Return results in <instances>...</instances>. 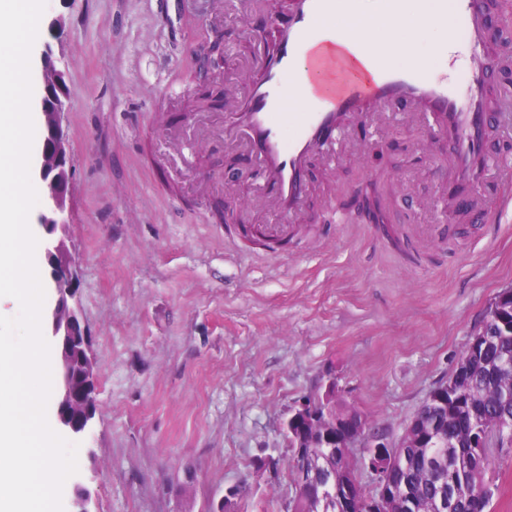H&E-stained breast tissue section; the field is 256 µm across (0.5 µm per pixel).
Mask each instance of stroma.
<instances>
[{
  "mask_svg": "<svg viewBox=\"0 0 512 512\" xmlns=\"http://www.w3.org/2000/svg\"><path fill=\"white\" fill-rule=\"evenodd\" d=\"M63 18L52 46L69 74L72 141L67 247L97 365V411L73 437L95 512H209L227 487L253 488L236 512H280L281 425L296 402L337 384L343 406L398 437L453 374L490 302L512 289V222L436 217L452 186L435 148L395 125L366 137L362 156L337 154L318 178L306 224L278 255L224 239L217 207L244 224L259 182L245 152L221 136L193 145L185 128L243 97L239 61L260 67L268 13L223 0H47ZM224 37L213 98L197 95L194 60L205 33ZM370 184L391 203L398 243L378 225L332 224L322 198L346 202ZM492 512H512V447L490 446Z\"/></svg>",
  "mask_w": 512,
  "mask_h": 512,
  "instance_id": "1",
  "label": "stroma"
}]
</instances>
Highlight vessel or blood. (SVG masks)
<instances>
[{
	"mask_svg": "<svg viewBox=\"0 0 512 512\" xmlns=\"http://www.w3.org/2000/svg\"><path fill=\"white\" fill-rule=\"evenodd\" d=\"M358 5L359 0H287L288 19L274 26L277 57L247 73L246 95L224 126L225 139L240 145L262 174L258 193L245 196L243 207L260 200L277 218L257 225L260 238L287 237L300 224L313 191L311 158L321 157L324 169L332 170L337 148L348 153L362 148L351 136L353 124L380 129L397 118L431 134L448 162L449 179L469 185L468 194L454 193L445 201L451 218L489 216L502 222L512 214V168L504 170L494 200H487L485 146L492 131L512 139V95L490 89L495 74L512 66V57L490 44L485 0H432L420 19L427 27L450 19L458 26L455 41L467 50L469 64L456 82H449L444 69L391 62L394 39L384 26L371 40L355 44L371 67L368 82L345 77L333 86L310 89L300 73L301 57L313 56L315 69L335 70V62L315 55L314 49L335 42L326 22L336 10L353 13Z\"/></svg>",
	"mask_w": 512,
	"mask_h": 512,
	"instance_id": "obj_1",
	"label": "vessel or blood"
}]
</instances>
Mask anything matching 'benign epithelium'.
Wrapping results in <instances>:
<instances>
[{
    "label": "benign epithelium",
    "instance_id": "benign-epithelium-1",
    "mask_svg": "<svg viewBox=\"0 0 512 512\" xmlns=\"http://www.w3.org/2000/svg\"><path fill=\"white\" fill-rule=\"evenodd\" d=\"M43 91L39 109L42 125V148L39 167L32 178L41 186L39 223L43 235L38 248L48 267L55 294L53 304L42 312V331L52 342L55 353L56 428L69 434L85 432L96 414V363L88 353V336L81 304L74 288L79 278L80 262L69 255L64 239L70 224L69 185L72 178L71 142L61 122L69 100L68 73L54 58L50 44L41 55ZM322 407L308 399L300 401L284 422L285 437L294 440L296 430L314 434L336 444L339 472H330L336 481L338 512H396L399 498L392 471L401 458L387 457L388 448H410L421 441L420 427L407 424L400 437L390 440L380 432L365 428V420L342 408L336 400V382L331 380L321 395ZM348 458L358 460L355 467L344 466ZM320 471L313 449L303 451L302 467L297 475L298 489L305 495L317 485ZM367 476L375 481L377 493L368 503L352 496V489Z\"/></svg>",
    "mask_w": 512,
    "mask_h": 512
}]
</instances>
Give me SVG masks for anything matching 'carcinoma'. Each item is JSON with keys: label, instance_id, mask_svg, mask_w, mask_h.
I'll return each mask as SVG.
<instances>
[{"label": "carcinoma", "instance_id": "carcinoma-1", "mask_svg": "<svg viewBox=\"0 0 512 512\" xmlns=\"http://www.w3.org/2000/svg\"><path fill=\"white\" fill-rule=\"evenodd\" d=\"M491 336L482 351L468 347L462 353L456 369L466 372L459 395L448 397V405L424 402L417 412L425 421L435 425L434 432L418 448H407L404 477L407 493L398 512H414L411 501H426L432 512H491L494 492L485 487L483 496L464 507L452 505V498L460 496L464 502L476 493L477 479L484 477L486 468L470 463L459 466L468 454L466 445L470 434L480 430L491 433L508 429L512 423V312L504 316V323L488 324ZM297 448L288 449L282 458L272 459L274 466H282L288 474L291 492L283 503V512H336L334 484L327 482L318 501L308 502L297 495L294 475L299 468Z\"/></svg>", "mask_w": 512, "mask_h": 512}]
</instances>
